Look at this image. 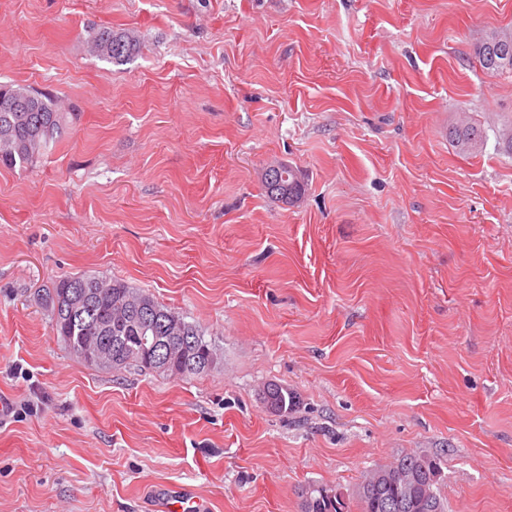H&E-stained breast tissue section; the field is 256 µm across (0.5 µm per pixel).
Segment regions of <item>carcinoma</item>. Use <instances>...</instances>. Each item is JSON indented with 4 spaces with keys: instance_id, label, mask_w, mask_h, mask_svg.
Here are the masks:
<instances>
[{
    "instance_id": "obj_1",
    "label": "carcinoma",
    "mask_w": 512,
    "mask_h": 512,
    "mask_svg": "<svg viewBox=\"0 0 512 512\" xmlns=\"http://www.w3.org/2000/svg\"><path fill=\"white\" fill-rule=\"evenodd\" d=\"M88 48L92 55L110 63H121L134 57L140 50V42L129 31H113L102 28L90 35ZM475 56L482 69L495 75L512 71V62L497 63L488 58L485 43L475 49ZM38 96L43 105L41 112H0V132L11 131L10 139L0 138V165L9 169L26 168L42 156L56 141V135L66 121L58 99L51 95L12 84H0V97L23 99ZM449 139L459 152L477 156L484 152L486 134L474 125H457L449 129ZM82 286L89 294L87 310L81 320L74 323L60 314L52 324L57 334L73 355H78L77 347L95 336H120L123 341L122 367H135L140 371L166 376L187 377L198 374L196 370L183 368V362L171 358L164 369L155 367L135 354L140 326L132 318L131 310L123 307V301L134 299L144 308L158 314L162 320H173L186 328V335L193 337L196 353L205 357L212 355L211 367L221 362V355L215 341L205 338V330L198 324L189 322L186 317L160 303L151 293L130 286L121 279L93 274L64 277L55 281L52 287L43 290L45 301L66 303L75 286ZM277 411L285 412L296 404V396L288 389L277 386L274 392ZM378 485L379 494L367 491V487ZM324 485H310L302 491V512H351L347 502L332 499L322 494ZM400 498L407 505L405 512H427L426 504L433 499L438 501L441 512H447L441 496V471L436 460L418 454H406L390 465L370 471L357 486L356 500L359 512H386L384 501Z\"/></svg>"
}]
</instances>
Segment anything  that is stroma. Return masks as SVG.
<instances>
[{
	"label": "stroma",
	"instance_id": "stroma-1",
	"mask_svg": "<svg viewBox=\"0 0 512 512\" xmlns=\"http://www.w3.org/2000/svg\"><path fill=\"white\" fill-rule=\"evenodd\" d=\"M512 0H0V83L61 98L0 166V512H302L370 470L441 466L448 512H512ZM131 30L116 64L89 31ZM484 129L482 155L448 139ZM292 166L305 196L268 195ZM149 291L215 340L191 377L88 366L37 302ZM277 383L286 413L260 395ZM332 490L337 493L335 489L329 488L325 485H310L305 490L302 491V511L303 512H351L350 506L347 502L344 501L342 496V500L338 497H334L331 499L329 496H324L322 494L323 490ZM336 501L340 505V509L336 508Z\"/></svg>",
	"mask_w": 512,
	"mask_h": 512
}]
</instances>
